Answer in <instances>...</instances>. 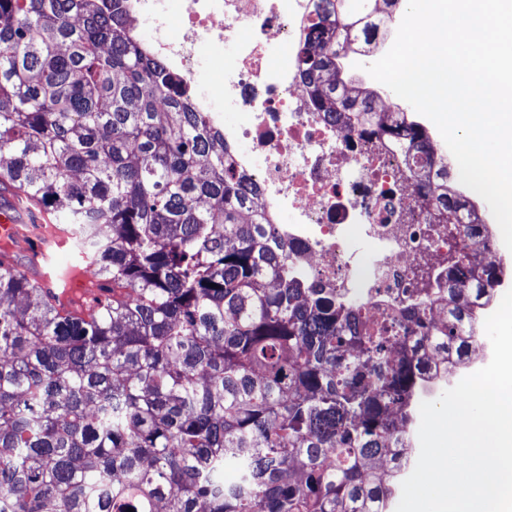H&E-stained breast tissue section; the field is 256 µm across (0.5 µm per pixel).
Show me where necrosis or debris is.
I'll use <instances>...</instances> for the list:
<instances>
[{
	"label": "necrosis or debris",
	"instance_id": "4bbe7bcc",
	"mask_svg": "<svg viewBox=\"0 0 512 512\" xmlns=\"http://www.w3.org/2000/svg\"><path fill=\"white\" fill-rule=\"evenodd\" d=\"M170 0H121L133 34L150 27L151 58L176 76L194 111L224 136L237 173L256 184L254 210L263 212L292 252L288 271L338 297L357 298L367 313L399 308L423 287L426 275L448 265L458 240L444 224L427 223V210L407 179L400 131L410 117L374 90L376 119L386 132L318 111L297 64L317 0H180V20L169 24ZM380 31L348 56L381 58L394 42L401 15L378 4ZM229 46L206 56L205 43ZM281 58L278 67L269 58ZM236 114V124L226 122ZM374 246L369 261L354 238ZM416 399L424 401L480 359L477 348L451 356L428 351Z\"/></svg>",
	"mask_w": 512,
	"mask_h": 512
}]
</instances>
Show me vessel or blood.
<instances>
[{
	"label": "vessel or blood",
	"mask_w": 512,
	"mask_h": 512,
	"mask_svg": "<svg viewBox=\"0 0 512 512\" xmlns=\"http://www.w3.org/2000/svg\"><path fill=\"white\" fill-rule=\"evenodd\" d=\"M69 239L56 216L31 199L16 192L0 193V242L7 245L0 261L21 264L41 288L57 294L60 308L84 318L100 309L107 295L94 276V257L81 252L66 267L58 266Z\"/></svg>",
	"instance_id": "vessel-or-blood-1"
}]
</instances>
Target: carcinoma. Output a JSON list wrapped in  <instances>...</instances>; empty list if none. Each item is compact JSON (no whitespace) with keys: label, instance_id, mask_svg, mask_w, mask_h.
Here are the masks:
<instances>
[{"label":"carcinoma","instance_id":"cac0c4a2","mask_svg":"<svg viewBox=\"0 0 512 512\" xmlns=\"http://www.w3.org/2000/svg\"><path fill=\"white\" fill-rule=\"evenodd\" d=\"M120 9L0 0V189L68 220L112 293L86 320L0 267V512H383L368 473L403 445L420 351L476 337L469 298L503 265L453 256L443 324L427 288L371 320L288 276L224 135ZM375 26L374 0H319L299 65L320 111H372L337 87ZM428 139L414 121L409 179L464 240L470 198L423 183Z\"/></svg>","mask_w":512,"mask_h":512}]
</instances>
